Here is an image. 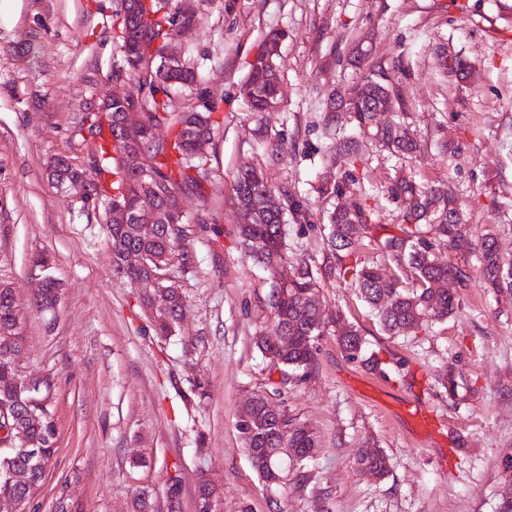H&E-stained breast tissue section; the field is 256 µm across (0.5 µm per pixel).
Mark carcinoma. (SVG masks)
Wrapping results in <instances>:
<instances>
[{"label": "carcinoma", "instance_id": "cac0c4a2", "mask_svg": "<svg viewBox=\"0 0 512 512\" xmlns=\"http://www.w3.org/2000/svg\"><path fill=\"white\" fill-rule=\"evenodd\" d=\"M197 9L192 0H120L119 40L124 69L117 75H129L134 104L150 117L152 127L163 129L156 139L146 130L134 138L120 142L122 109L107 105L90 111L83 124L98 138L97 154L89 168H78L58 157L48 165L49 177L61 186L77 178L87 180L91 193L82 208L97 211L109 206L130 212L121 223L104 224L106 238L112 249L113 274L136 285L155 274H162L171 260H188V245L182 227V199L200 189L199 157L195 145L199 138L211 134L215 108L200 107L186 99L175 100V90L200 82L193 68L165 62V52L179 27L195 21ZM281 36L267 38L258 62L252 65L245 84L251 111L266 112L271 101L279 100L280 82L277 59ZM356 124L368 129L377 112H392L401 106L393 90L390 76L379 73L352 89L343 103ZM379 142L393 155L411 156L419 149L418 141L397 123L376 129ZM347 174L323 189L334 204L329 214L328 242L336 259V269L351 281L356 294L374 311L382 329L391 335L416 330L430 319H444L455 309V295L446 288L431 284L453 278L463 287L466 275L452 263L451 255L473 250V243L459 230L460 216L449 189L418 185L402 178L393 187L395 199L402 207V224L398 233L386 236L380 245L394 265L347 263L353 238L360 229L372 225L366 202H342L343 184ZM276 190L264 176L252 169L235 176L230 200L239 217L240 243L255 263L268 272L271 279L270 305L274 314L272 336H260L256 346L264 357L278 359L279 366L306 375L317 351L316 343L328 327L345 353L352 360H361L372 369H381L379 359L366 355L365 342L357 325L341 312L328 316L320 300L316 273L305 262L289 269L288 280L278 278L279 269L288 258L285 254L282 224L283 209L269 205L268 197ZM149 211L158 224L156 236L145 240L138 235L139 215ZM448 243V256L438 255L433 242ZM136 250L147 256L148 265H123L124 255ZM479 274L487 287L496 292L512 294V260L503 258L492 235L481 238ZM59 282L52 281L41 295L34 298L33 308L49 313L58 303ZM139 304L149 317L157 336H173L184 314L186 299L181 288L163 293L145 292ZM20 309L13 293L0 288V407L13 408L14 422L27 434L32 454L18 455L0 448V498L11 497L31 502L47 468L55 460L56 415L53 405L54 382L50 377L33 378V391L26 402L18 403L17 372L12 367L14 356L21 354L25 338L19 321ZM285 336L288 342L278 346L275 339ZM281 415L288 425V439L275 431L277 420L256 431L237 429L244 448L263 477L277 470L280 461L275 449L296 448L305 456L317 447L313 431L303 429L305 423L288 414L268 393L257 394L253 412L261 420L268 419L266 408ZM368 463L383 477L389 462L382 450L360 453L357 463ZM15 469L26 474L23 482L10 483L1 474Z\"/></svg>", "mask_w": 512, "mask_h": 512}]
</instances>
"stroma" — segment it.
<instances>
[{
	"mask_svg": "<svg viewBox=\"0 0 512 512\" xmlns=\"http://www.w3.org/2000/svg\"><path fill=\"white\" fill-rule=\"evenodd\" d=\"M119 0H0V284L21 309L24 375L52 377L57 454L33 503L55 512L65 494L83 512H134L149 493L168 512L167 481L180 475V512H195L196 485L220 487L216 512H499L512 483V295L489 291L478 256L454 259L468 276L454 313L404 336L385 333L349 281L332 272L324 185L341 176L337 140L358 145L345 177L349 199H366L368 235L352 245L384 262L396 233L399 175L453 192L463 231L492 233L512 259V0H201L192 37L178 42L205 78L201 101H217L201 195L186 196L188 264H172L186 310L178 335H154L138 288L112 275L102 224L48 180L55 157L82 165L81 128L122 65ZM278 33L283 96L276 111L251 112L250 65ZM461 60L444 70L443 48ZM386 71L403 103L398 121L418 138L409 158L384 151L327 100ZM262 171L303 202L284 213L289 259L310 264L327 311L361 330L374 371L345 357L335 336L317 343L303 379L283 380L255 347L272 332L271 284L244 252L228 202L236 172ZM63 285L55 320L30 309L41 275L35 255ZM205 381L207 394L193 393ZM276 400L315 432L317 451L288 482L266 486L236 420L245 398ZM436 427L416 433V412ZM381 448L389 471L365 474L357 456Z\"/></svg>",
	"mask_w": 512,
	"mask_h": 512,
	"instance_id": "obj_1",
	"label": "stroma"
}]
</instances>
